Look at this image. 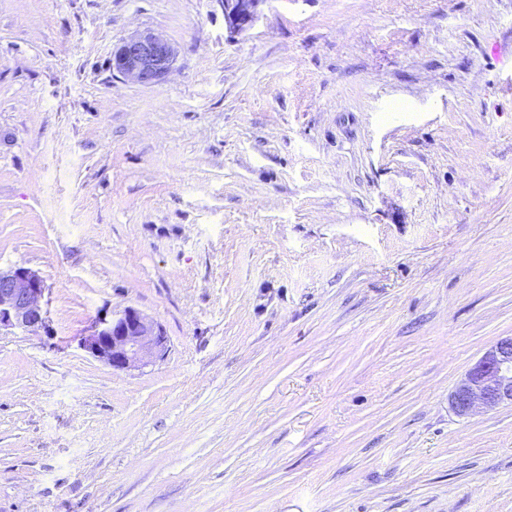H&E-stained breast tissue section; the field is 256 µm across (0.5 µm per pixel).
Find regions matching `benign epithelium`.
<instances>
[{
  "label": "benign epithelium",
  "instance_id": "7a95c632",
  "mask_svg": "<svg viewBox=\"0 0 512 512\" xmlns=\"http://www.w3.org/2000/svg\"><path fill=\"white\" fill-rule=\"evenodd\" d=\"M267 0H220L224 25L231 34L249 30ZM177 49L152 32H136L112 52V72L138 85H156L172 71ZM43 277L24 264L0 269V333L21 331L52 335L44 298ZM80 348L114 371L144 367L165 357L168 340L163 327L134 307L118 314L101 311ZM453 412L469 417L475 408L512 406V336L499 339L467 371L449 398Z\"/></svg>",
  "mask_w": 512,
  "mask_h": 512
}]
</instances>
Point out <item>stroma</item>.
Returning a JSON list of instances; mask_svg holds the SVG:
<instances>
[{"label": "stroma", "instance_id": "1", "mask_svg": "<svg viewBox=\"0 0 512 512\" xmlns=\"http://www.w3.org/2000/svg\"><path fill=\"white\" fill-rule=\"evenodd\" d=\"M152 32L160 84L112 73ZM512 0H0V512H512ZM161 324L112 370L97 314ZM224 11V25L231 34L249 30L260 18L268 0H219ZM177 49L152 32H136L112 52V72L138 85H156L172 71ZM46 291L43 277L24 264L0 269V335L3 331L52 335L44 308ZM80 348L115 371L144 367L165 357L168 340L163 327L134 307L119 314L101 311ZM453 412L469 417L476 407L512 406V336L500 338L467 371L449 398Z\"/></svg>", "mask_w": 512, "mask_h": 512}]
</instances>
